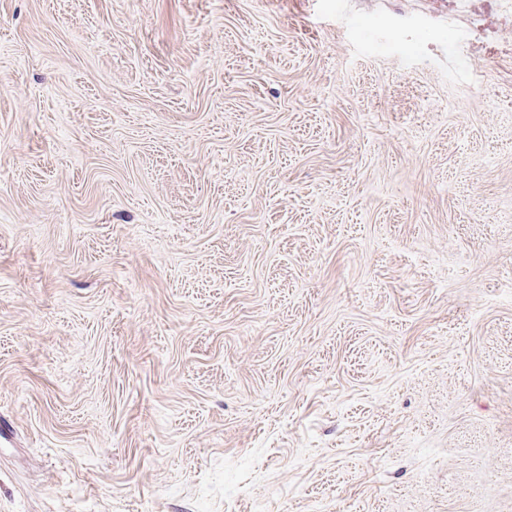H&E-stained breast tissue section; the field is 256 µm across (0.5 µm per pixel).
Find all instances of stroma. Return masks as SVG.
<instances>
[{
    "mask_svg": "<svg viewBox=\"0 0 512 512\" xmlns=\"http://www.w3.org/2000/svg\"><path fill=\"white\" fill-rule=\"evenodd\" d=\"M512 512V13L0 0V512Z\"/></svg>",
    "mask_w": 512,
    "mask_h": 512,
    "instance_id": "obj_1",
    "label": "stroma"
}]
</instances>
